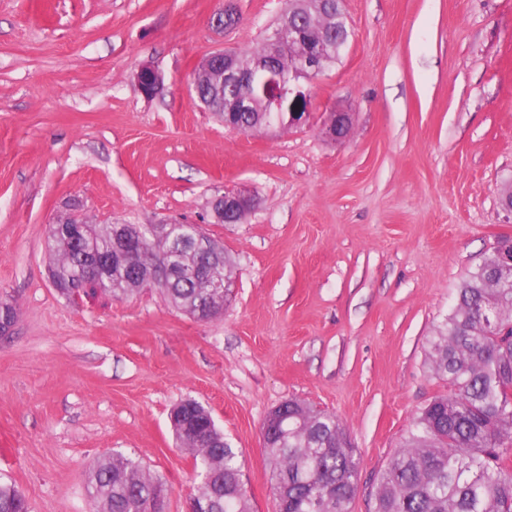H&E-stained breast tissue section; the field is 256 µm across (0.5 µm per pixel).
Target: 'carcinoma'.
<instances>
[{"label":"carcinoma","mask_w":512,"mask_h":512,"mask_svg":"<svg viewBox=\"0 0 512 512\" xmlns=\"http://www.w3.org/2000/svg\"><path fill=\"white\" fill-rule=\"evenodd\" d=\"M288 21L296 25L293 43L265 37L251 50H237L245 64L271 58L287 73L309 46L336 43L340 26L336 2L286 0ZM205 107L249 131L272 124L257 87L224 85L213 72L199 82ZM145 245L136 257L141 281L167 262L172 242L199 239V247L181 253V271L201 265L204 254L219 245L192 224H130ZM111 224L85 221L74 242L68 233L49 229L47 250L51 275L62 288H99L123 299L140 292L130 274L115 266L96 280L85 274L88 260L112 259ZM220 278L233 279L234 260L214 258ZM174 308L198 320H210L224 307L225 295L210 291L200 277L179 279L164 293ZM425 364L430 375L448 382L415 416L402 446L380 472L374 512H512V270L499 268L495 251L462 281L448 318L428 339ZM189 428L179 433L181 447L195 459L201 476L195 496L204 512H252L241 479L240 456L227 442L210 434L209 411L194 400ZM285 439L268 441L270 483L285 512H350L358 481V461L349 435L336 417L295 400L288 401ZM165 482L143 464L122 454L95 460L86 473V491L95 512H157L156 491ZM0 512H28L24 495L0 483Z\"/></svg>","instance_id":"1"}]
</instances>
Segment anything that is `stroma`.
<instances>
[{
    "mask_svg": "<svg viewBox=\"0 0 512 512\" xmlns=\"http://www.w3.org/2000/svg\"><path fill=\"white\" fill-rule=\"evenodd\" d=\"M232 5L236 23L212 18ZM285 0H0V482L29 512H93L86 470L121 453L186 512L193 458L169 413L210 409L242 457L253 512H277L262 423L297 399L336 416L358 459L350 512L416 413L446 391L434 327L512 215V0H345L352 37L310 79L300 129L225 128L193 68L256 46ZM164 77L148 98L134 75ZM355 114L333 143L328 113ZM256 207L215 223L214 194ZM96 224H196L235 259L223 314L199 321L146 290L61 297L50 225L68 199Z\"/></svg>",
    "mask_w": 512,
    "mask_h": 512,
    "instance_id": "1",
    "label": "stroma"
}]
</instances>
